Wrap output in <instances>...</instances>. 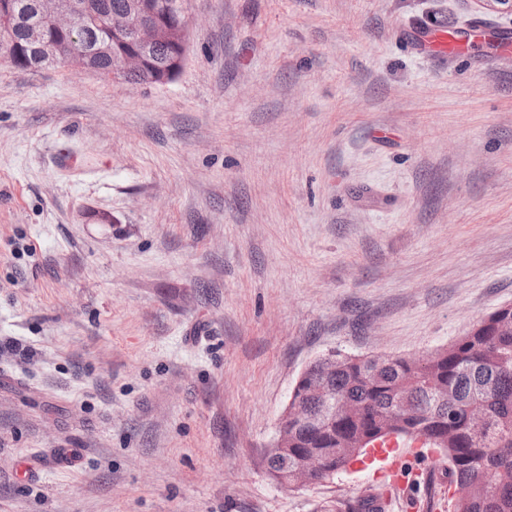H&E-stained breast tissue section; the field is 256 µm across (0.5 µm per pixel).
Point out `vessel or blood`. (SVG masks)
I'll return each mask as SVG.
<instances>
[{
	"label": "vessel or blood",
	"mask_w": 512,
	"mask_h": 512,
	"mask_svg": "<svg viewBox=\"0 0 512 512\" xmlns=\"http://www.w3.org/2000/svg\"><path fill=\"white\" fill-rule=\"evenodd\" d=\"M401 37L417 56L430 61L447 62L472 53L489 61L512 54V28L492 25L480 16L454 30L413 25L403 29Z\"/></svg>",
	"instance_id": "obj_1"
}]
</instances>
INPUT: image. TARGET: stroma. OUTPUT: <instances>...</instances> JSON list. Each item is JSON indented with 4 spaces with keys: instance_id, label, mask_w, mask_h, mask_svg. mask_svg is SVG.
Listing matches in <instances>:
<instances>
[{
    "instance_id": "stroma-1",
    "label": "stroma",
    "mask_w": 512,
    "mask_h": 512,
    "mask_svg": "<svg viewBox=\"0 0 512 512\" xmlns=\"http://www.w3.org/2000/svg\"><path fill=\"white\" fill-rule=\"evenodd\" d=\"M184 7L165 85L0 64V512H448L409 441L393 500L372 465L289 489L263 458L314 360L512 304V57L398 37L512 0Z\"/></svg>"
}]
</instances>
